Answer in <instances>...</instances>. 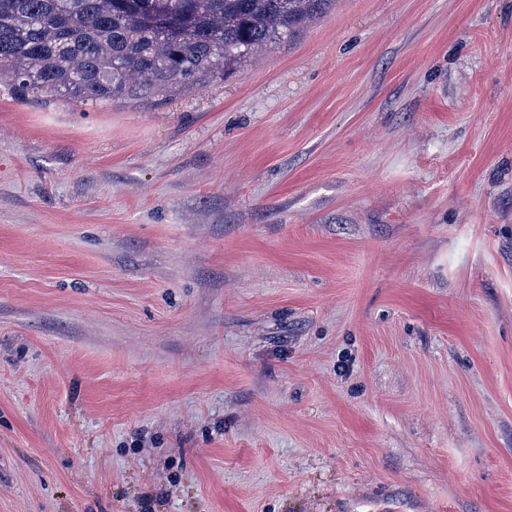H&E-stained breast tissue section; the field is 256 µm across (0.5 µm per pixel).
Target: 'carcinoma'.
I'll use <instances>...</instances> for the list:
<instances>
[{"label": "carcinoma", "instance_id": "cac0c4a2", "mask_svg": "<svg viewBox=\"0 0 512 512\" xmlns=\"http://www.w3.org/2000/svg\"><path fill=\"white\" fill-rule=\"evenodd\" d=\"M334 0H150L180 16L174 37L149 28L137 0H0V79L27 94L96 103L166 94L290 39Z\"/></svg>", "mask_w": 512, "mask_h": 512}]
</instances>
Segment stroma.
Here are the masks:
<instances>
[{
	"instance_id": "stroma-1",
	"label": "stroma",
	"mask_w": 512,
	"mask_h": 512,
	"mask_svg": "<svg viewBox=\"0 0 512 512\" xmlns=\"http://www.w3.org/2000/svg\"><path fill=\"white\" fill-rule=\"evenodd\" d=\"M0 512H512V0L0 83Z\"/></svg>"
}]
</instances>
